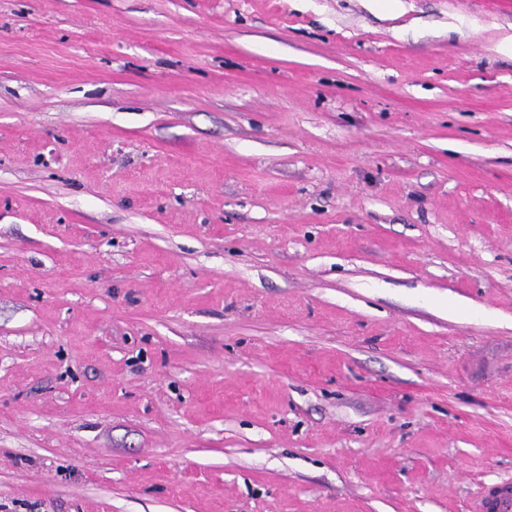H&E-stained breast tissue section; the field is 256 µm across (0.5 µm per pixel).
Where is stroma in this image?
Listing matches in <instances>:
<instances>
[{"instance_id":"stroma-1","label":"stroma","mask_w":512,"mask_h":512,"mask_svg":"<svg viewBox=\"0 0 512 512\" xmlns=\"http://www.w3.org/2000/svg\"><path fill=\"white\" fill-rule=\"evenodd\" d=\"M508 478L512 0H0V512Z\"/></svg>"}]
</instances>
